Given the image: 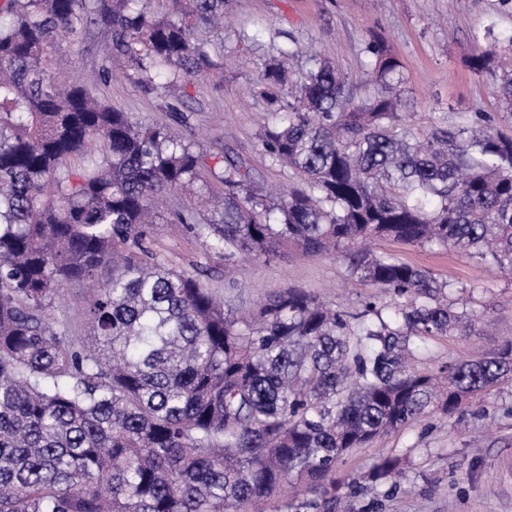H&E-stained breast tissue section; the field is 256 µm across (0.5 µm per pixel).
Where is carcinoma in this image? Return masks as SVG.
<instances>
[{
    "mask_svg": "<svg viewBox=\"0 0 512 512\" xmlns=\"http://www.w3.org/2000/svg\"><path fill=\"white\" fill-rule=\"evenodd\" d=\"M227 0H3L0 4V512H353L401 489V458L339 481L345 456L464 398L512 381V341L434 373L408 366L411 341L487 328L453 309L452 284L369 249L374 241L451 247L512 273V136L483 114L403 127L400 61L371 40L377 89L356 100L332 62L309 55L290 88L280 61L260 82L277 122L262 144L300 185L261 193L241 157H217L173 124H143L59 86L53 54L101 21L114 50L169 92L220 68L195 37ZM496 96L512 116V58ZM81 158L82 167L72 165ZM222 163V190L207 175ZM205 190L211 216L185 224L225 272L253 255L336 253L374 289L333 308L302 288L253 308L156 260L164 193ZM112 266L100 281V271ZM95 282L91 346L46 311Z\"/></svg>",
    "mask_w": 512,
    "mask_h": 512,
    "instance_id": "1",
    "label": "carcinoma"
}]
</instances>
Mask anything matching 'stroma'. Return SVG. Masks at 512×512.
Segmentation results:
<instances>
[{"label": "stroma", "mask_w": 512, "mask_h": 512, "mask_svg": "<svg viewBox=\"0 0 512 512\" xmlns=\"http://www.w3.org/2000/svg\"><path fill=\"white\" fill-rule=\"evenodd\" d=\"M225 12L223 28L198 32L223 50L222 82L198 77L174 93L151 89L127 58L113 53L111 29L102 22L82 39L64 42L71 68L61 77L78 79L103 104L145 124L170 123L169 107L178 105L189 117L188 135L204 149L237 153L260 183L284 189L293 174L273 162L262 145L263 129L273 117L261 95L259 71L288 46H309L332 60L359 99L374 90L366 43L381 37L402 64L401 110L414 129L501 111L494 94L499 72L478 73L471 64L477 55L512 47V0H230ZM107 60L108 80L102 74ZM188 204L184 194L167 195L153 249L159 259L200 270L213 287L223 288V257L205 254L186 225L169 221ZM376 250L453 281L461 299L493 322L488 336L451 334L419 344L415 368L476 357L512 339V276L453 249L381 241ZM234 278L243 307L296 287L354 309L369 292L351 277L343 258L327 255L288 253L270 261L244 256ZM387 454L404 457L405 477L378 512H512V384L466 400L461 419L437 415L353 451L338 473H363Z\"/></svg>", "instance_id": "35a3bbf8"}]
</instances>
